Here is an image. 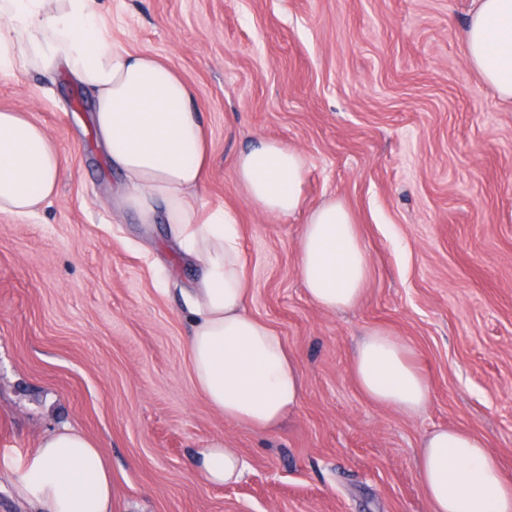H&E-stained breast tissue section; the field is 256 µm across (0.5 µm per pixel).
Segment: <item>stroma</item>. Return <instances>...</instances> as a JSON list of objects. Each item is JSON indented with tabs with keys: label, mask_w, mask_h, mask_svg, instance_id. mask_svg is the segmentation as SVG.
Returning <instances> with one entry per match:
<instances>
[{
	"label": "stroma",
	"mask_w": 512,
	"mask_h": 512,
	"mask_svg": "<svg viewBox=\"0 0 512 512\" xmlns=\"http://www.w3.org/2000/svg\"><path fill=\"white\" fill-rule=\"evenodd\" d=\"M117 45L169 60L210 131L201 193L236 211L248 310L295 356L299 406L273 431L198 391L182 291L196 269L166 225L117 215L121 175L90 92L66 68L0 73L63 155L58 195L0 215V512H35L15 479L63 426L96 441L113 512H429L424 438L481 437L512 484V103L467 62L476 0H100ZM264 139L302 150L309 203L350 208L371 264L331 313L295 266L302 216L247 200L234 160ZM385 329L430 383L408 416L358 387L351 358ZM223 440L245 463L216 486L193 459Z\"/></svg>",
	"instance_id": "stroma-1"
}]
</instances>
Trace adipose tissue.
<instances>
[{
  "instance_id": "ef3b65f1",
  "label": "adipose tissue",
  "mask_w": 512,
  "mask_h": 512,
  "mask_svg": "<svg viewBox=\"0 0 512 512\" xmlns=\"http://www.w3.org/2000/svg\"><path fill=\"white\" fill-rule=\"evenodd\" d=\"M467 60L502 99L512 100V0H478L464 31ZM66 68L93 94L97 137L123 177L121 208L143 224H167L200 268L185 296L188 349L196 385L226 420L271 430L302 395L296 359L281 336L249 313L241 236L234 212L205 201L200 188L208 131L193 88L166 60L111 44L97 0H0V71ZM63 158L26 113L0 110V214L30 215L57 194ZM303 152L263 140L234 161L235 177L261 212L304 214L297 275L321 309L340 312L363 298L371 266L348 206L308 204ZM351 370L359 388L405 414L428 403L427 379L391 333L370 331ZM194 465L212 484L243 474L240 456L212 441ZM430 512H512V486L478 436L440 428L417 463ZM17 491L38 512H112V474L96 442L65 427L42 439L22 463Z\"/></svg>"
}]
</instances>
